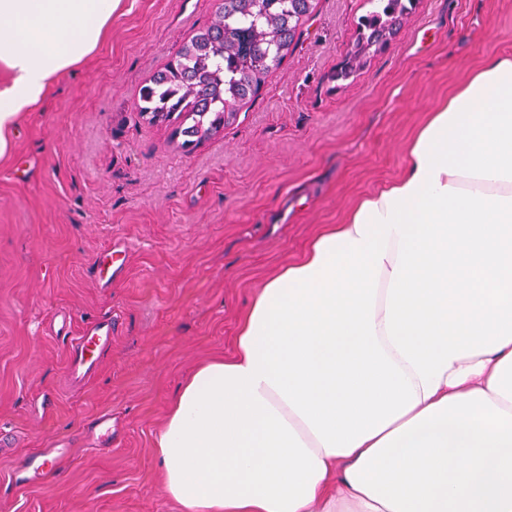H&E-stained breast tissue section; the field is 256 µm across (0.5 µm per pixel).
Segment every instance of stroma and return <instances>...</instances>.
<instances>
[{
    "label": "stroma",
    "instance_id": "stroma-1",
    "mask_svg": "<svg viewBox=\"0 0 512 512\" xmlns=\"http://www.w3.org/2000/svg\"><path fill=\"white\" fill-rule=\"evenodd\" d=\"M214 0H120L104 39L20 113L0 155V512H182L155 438L185 378L230 356L278 268L398 178L431 109L492 57L512 59V0H419L356 80L333 75L363 0H316L259 96L193 150L135 110L140 87L209 24ZM127 263L100 287L113 246ZM111 317L99 372L71 383L70 339ZM109 414L112 443L91 441ZM61 440V469L15 468Z\"/></svg>",
    "mask_w": 512,
    "mask_h": 512
}]
</instances>
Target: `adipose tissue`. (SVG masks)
Listing matches in <instances>:
<instances>
[{"instance_id":"obj_1","label":"adipose tissue","mask_w":512,"mask_h":512,"mask_svg":"<svg viewBox=\"0 0 512 512\" xmlns=\"http://www.w3.org/2000/svg\"><path fill=\"white\" fill-rule=\"evenodd\" d=\"M119 0H0V154ZM271 277L155 448L183 512H512V59Z\"/></svg>"}]
</instances>
